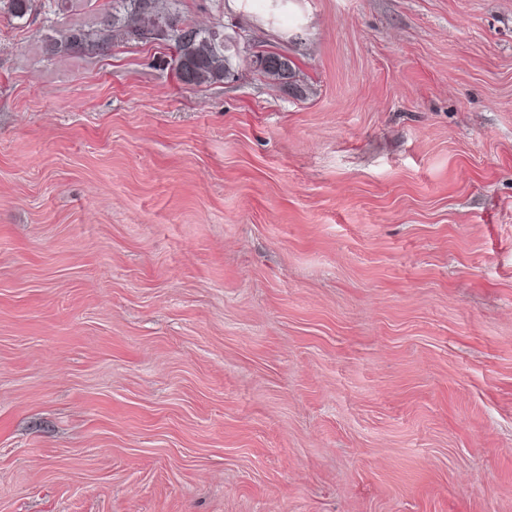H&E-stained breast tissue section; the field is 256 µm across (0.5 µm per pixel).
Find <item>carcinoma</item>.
<instances>
[{
  "label": "carcinoma",
  "instance_id": "cac0c4a2",
  "mask_svg": "<svg viewBox=\"0 0 512 512\" xmlns=\"http://www.w3.org/2000/svg\"><path fill=\"white\" fill-rule=\"evenodd\" d=\"M119 8L100 22V28L86 30L70 27L56 39L45 43L48 54H100L112 46V39L122 35L130 40L164 39L175 43L178 50L176 71L188 86L213 84L229 78L236 58V44L223 33H206L193 27H181L170 13L157 5H142L139 0H115ZM0 4L15 18L32 12L34 0H0ZM265 52L253 53L251 65L269 80L287 84L296 75L294 64L286 60L273 64L264 58Z\"/></svg>",
  "mask_w": 512,
  "mask_h": 512
}]
</instances>
